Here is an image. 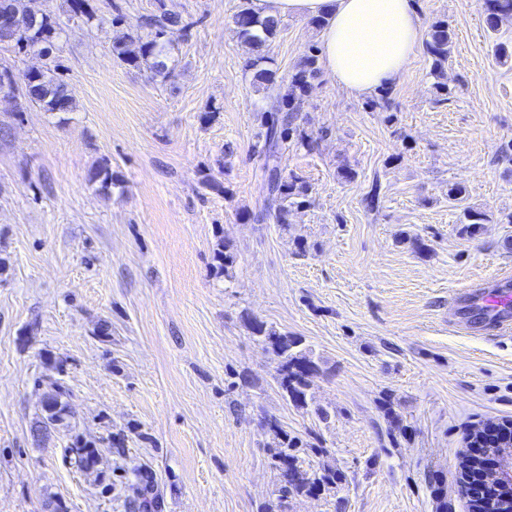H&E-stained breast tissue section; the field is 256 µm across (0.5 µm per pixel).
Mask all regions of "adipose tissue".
Returning a JSON list of instances; mask_svg holds the SVG:
<instances>
[{"label":"adipose tissue","instance_id":"1","mask_svg":"<svg viewBox=\"0 0 512 512\" xmlns=\"http://www.w3.org/2000/svg\"><path fill=\"white\" fill-rule=\"evenodd\" d=\"M261 16L320 19L328 78L365 97L398 78L424 40L413 0H252Z\"/></svg>","mask_w":512,"mask_h":512}]
</instances>
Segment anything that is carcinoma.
I'll use <instances>...</instances> for the list:
<instances>
[{"label":"carcinoma","mask_w":512,"mask_h":512,"mask_svg":"<svg viewBox=\"0 0 512 512\" xmlns=\"http://www.w3.org/2000/svg\"><path fill=\"white\" fill-rule=\"evenodd\" d=\"M70 12L89 23L95 19V10L88 0H70ZM512 17V0H485V21L488 29L497 31L500 22ZM123 16L116 15L112 23L118 27L112 42L113 54L129 68H147L153 77L166 79L170 75L168 66L169 46L174 37L186 31L179 14L166 9L164 0H159V14L141 19L139 27L149 30L147 38H142L131 30L122 29ZM239 38L249 46L251 57L246 67L254 71L255 80L273 85L276 71L270 68L273 59L267 48L276 36L279 19L262 17L255 13L248 4H243L233 17ZM59 35L57 23L49 17L39 20L38 25L29 35L23 34L13 40H4L0 34V44L13 45L20 51H37L47 57L37 77L23 93L24 105L37 107L44 112H72L76 107L74 92L62 78L60 64L52 56L54 41ZM451 34L448 23L444 20L432 22L428 39L425 41V54L431 59V74L441 77L443 67L448 61ZM318 72V49L312 47L306 54L300 68L291 76L288 93L283 97L284 110L270 112L262 116L265 128L264 142L258 151L262 161L261 171L269 182V193L264 199L258 217L271 220L276 224L288 223V216L293 208L303 205L309 196L310 186L296 174H282L281 159L288 149V143L312 148L313 137L296 124L300 104L310 88L309 79ZM88 181L97 184L103 190L112 187V170L108 163H102L88 174ZM215 268L227 273L234 262L229 245L223 239L213 249ZM248 327L256 341L270 352L276 361V379L282 396L295 406L308 407L307 386L309 369L315 366L309 353L302 348V341L296 336L277 331L267 323L252 317H246ZM63 391L55 385L44 393L42 401L43 415L36 422L35 431L46 432L48 427L63 422L69 416L68 404L61 400ZM270 431L278 439V448L274 449V466L278 472H294L291 481L279 479L278 493L280 506L286 507L288 498L293 495L331 491L341 481V474L332 468L323 470L313 478L299 469L297 455L301 440L284 432L275 421L270 423ZM75 464L81 469H89L97 464L98 459L91 450V443L80 439L73 442Z\"/></svg>","instance_id":"cac0c4a2"}]
</instances>
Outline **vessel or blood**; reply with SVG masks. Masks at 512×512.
Listing matches in <instances>:
<instances>
[{"label":"vessel or blood","instance_id":"vessel-or-blood-1","mask_svg":"<svg viewBox=\"0 0 512 512\" xmlns=\"http://www.w3.org/2000/svg\"><path fill=\"white\" fill-rule=\"evenodd\" d=\"M512 279L498 275L481 280L470 288L450 295L448 313L460 323L470 318L492 325L500 334L512 333V290L507 284Z\"/></svg>","mask_w":512,"mask_h":512}]
</instances>
